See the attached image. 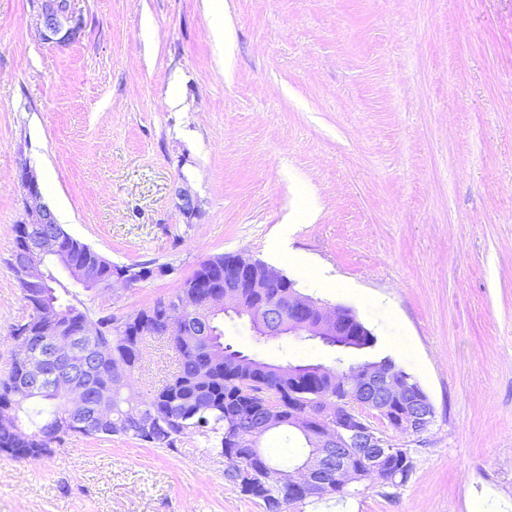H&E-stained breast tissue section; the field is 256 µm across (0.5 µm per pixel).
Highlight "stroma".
I'll return each instance as SVG.
<instances>
[{
  "instance_id": "stroma-1",
  "label": "stroma",
  "mask_w": 512,
  "mask_h": 512,
  "mask_svg": "<svg viewBox=\"0 0 512 512\" xmlns=\"http://www.w3.org/2000/svg\"><path fill=\"white\" fill-rule=\"evenodd\" d=\"M213 5L77 0L84 28L55 44L33 0H0V376L25 315L10 261L26 165L70 235L166 268L90 310L149 306L237 253L351 308L414 376L435 417L406 440L407 481L301 512H512V0ZM224 340L273 363L336 358L238 321ZM177 370L170 338L145 337L136 389ZM218 446L71 432L50 457H0V512H260Z\"/></svg>"
}]
</instances>
